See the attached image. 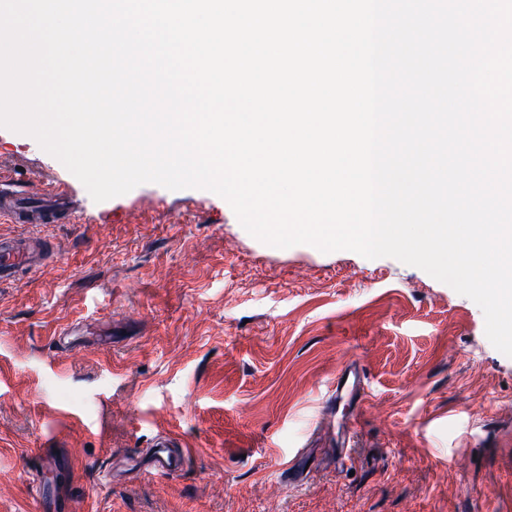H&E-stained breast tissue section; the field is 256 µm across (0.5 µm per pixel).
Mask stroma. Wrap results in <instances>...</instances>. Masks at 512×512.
I'll use <instances>...</instances> for the list:
<instances>
[{"label":"stroma","mask_w":512,"mask_h":512,"mask_svg":"<svg viewBox=\"0 0 512 512\" xmlns=\"http://www.w3.org/2000/svg\"><path fill=\"white\" fill-rule=\"evenodd\" d=\"M0 177L77 200L70 224H13L55 254L0 283V512H36L45 448L72 512H507L512 357L480 307L393 258L279 249L222 197L154 183L97 203L31 136L0 127ZM79 322L81 335L57 339ZM367 376L341 457L333 391ZM176 475L111 462L159 431ZM310 460L288 475L292 449ZM351 381L350 397L357 395L364 385V375L362 371L353 363L347 364L342 368V373L336 381V398L339 391H342L348 382Z\"/></svg>","instance_id":"35a3bbf8"}]
</instances>
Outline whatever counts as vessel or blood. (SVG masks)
Segmentation results:
<instances>
[{"label":"vessel or blood","instance_id":"1","mask_svg":"<svg viewBox=\"0 0 512 512\" xmlns=\"http://www.w3.org/2000/svg\"><path fill=\"white\" fill-rule=\"evenodd\" d=\"M24 192L16 184L0 181V216L7 217L14 224H54L60 219L73 216L76 202L71 195L53 188L44 190L41 202L37 205H23ZM46 251L36 238L0 239V282L13 280L23 270H35L43 265ZM179 440L168 434L157 437L158 449L154 458V473L158 476H171L179 468V459L172 454V446ZM70 458L47 452L39 470L33 475L34 498L40 512H69L65 500L50 479L52 471L70 466Z\"/></svg>","mask_w":512,"mask_h":512}]
</instances>
